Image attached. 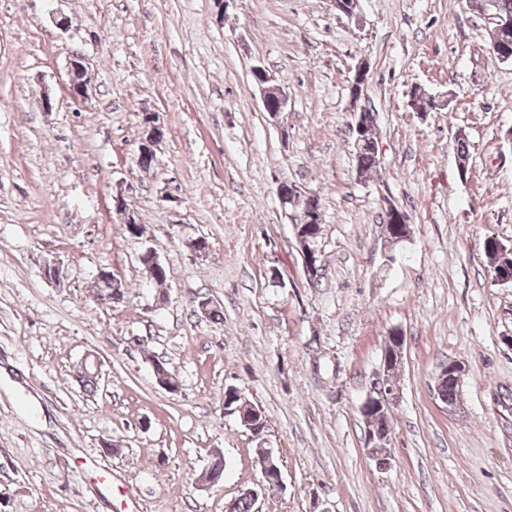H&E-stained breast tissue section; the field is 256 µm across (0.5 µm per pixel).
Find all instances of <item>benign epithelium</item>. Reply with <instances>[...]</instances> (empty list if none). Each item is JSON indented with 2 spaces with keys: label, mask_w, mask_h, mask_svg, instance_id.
I'll return each instance as SVG.
<instances>
[{
  "label": "benign epithelium",
  "mask_w": 512,
  "mask_h": 512,
  "mask_svg": "<svg viewBox=\"0 0 512 512\" xmlns=\"http://www.w3.org/2000/svg\"><path fill=\"white\" fill-rule=\"evenodd\" d=\"M85 71V60L81 55H74L68 61V85L67 93L75 102H82L87 97L86 81L77 80V74ZM370 71V63L366 59L360 60L355 66L353 82L350 85L349 108L351 115V127L356 134L354 147H362V116L369 108L360 104L361 97L367 84V75ZM253 74L258 76V83L261 85L262 104L270 116H278L286 107L287 97L280 86L272 83V79L266 74L265 70L259 66L253 68ZM145 133L141 140L144 148L140 149L137 158H156L155 147L163 138L164 132L162 126L157 124V118L154 114L148 113L144 118ZM277 198L283 209H288L294 205H313L316 194L293 184L280 182L277 186ZM124 195L119 191L113 196L114 210L117 214L124 216V223L134 228V236L139 237L143 234V226L139 224L135 217L126 211L123 204ZM385 211L389 212L393 218L391 227L395 232L385 236V241L389 247L404 242L410 237V225L408 220L399 207L388 200L384 205ZM403 334L395 330L392 336L385 342L383 353V369L376 373L374 380L373 394L369 395L361 406V416L365 426L366 445L376 466L385 470L391 466V458L387 454L385 445L388 436L381 432L380 422L389 413L391 402L397 397L396 388L392 385L389 371L391 367L397 366L402 360L403 354ZM466 368L460 361H450L448 365L442 367L438 378L443 380L451 378L455 381V386L462 384ZM278 456L273 448L260 447L256 454L255 463L258 465L261 473V481L252 488H246L241 491V495L252 500L254 512H262L259 501L263 497L266 488V481H282L281 470L277 465ZM224 461L217 455L210 464L202 471L201 480L208 485L218 484L223 477Z\"/></svg>",
  "instance_id": "7a95c632"
}]
</instances>
